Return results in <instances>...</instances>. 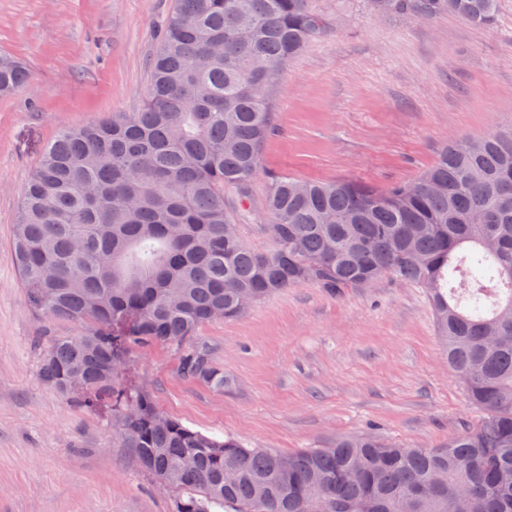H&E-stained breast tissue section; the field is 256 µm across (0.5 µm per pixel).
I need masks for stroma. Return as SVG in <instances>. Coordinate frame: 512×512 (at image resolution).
<instances>
[{
  "label": "stroma",
  "instance_id": "stroma-1",
  "mask_svg": "<svg viewBox=\"0 0 512 512\" xmlns=\"http://www.w3.org/2000/svg\"><path fill=\"white\" fill-rule=\"evenodd\" d=\"M331 30L286 65L270 94L275 129L239 203L244 240L260 225L271 177L353 179L381 188L417 179L451 140L512 124V0L493 28L453 17L374 16L365 0H316ZM172 0H0V55L28 69L0 96V512H173L176 494L121 447L108 411L45 385L49 340L87 324L37 316L11 248L31 172L63 128L137 111ZM198 335L223 390L178 372L177 349H133L127 380L158 409L218 437L294 453L372 432L437 448L482 413L448 365L422 289L383 276L332 296L285 289Z\"/></svg>",
  "mask_w": 512,
  "mask_h": 512
}]
</instances>
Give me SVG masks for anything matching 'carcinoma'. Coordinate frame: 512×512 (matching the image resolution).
I'll use <instances>...</instances> for the list:
<instances>
[{"mask_svg":"<svg viewBox=\"0 0 512 512\" xmlns=\"http://www.w3.org/2000/svg\"><path fill=\"white\" fill-rule=\"evenodd\" d=\"M313 0H175L142 107L67 127L33 170L11 247L34 310L88 322L56 337L43 382L110 411L113 434L178 492L174 512H512V128L445 147L417 180L381 189L269 182L271 248L240 242L224 202L246 197L272 129L268 94L326 34ZM387 13L494 25L498 0H386ZM27 81L0 57V95ZM382 275L423 289L474 427L442 448L371 434L292 454L204 434L124 380L135 347H178L187 381L224 389L195 336L215 312L314 284L334 296Z\"/></svg>","mask_w":512,"mask_h":512,"instance_id":"obj_1","label":"carcinoma"}]
</instances>
